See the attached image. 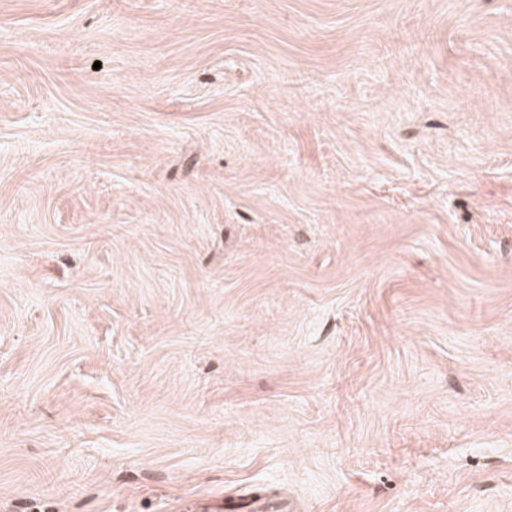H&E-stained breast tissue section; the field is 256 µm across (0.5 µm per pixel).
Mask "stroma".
<instances>
[{
    "label": "stroma",
    "instance_id": "stroma-1",
    "mask_svg": "<svg viewBox=\"0 0 512 512\" xmlns=\"http://www.w3.org/2000/svg\"><path fill=\"white\" fill-rule=\"evenodd\" d=\"M512 512V0H0V512Z\"/></svg>",
    "mask_w": 512,
    "mask_h": 512
}]
</instances>
